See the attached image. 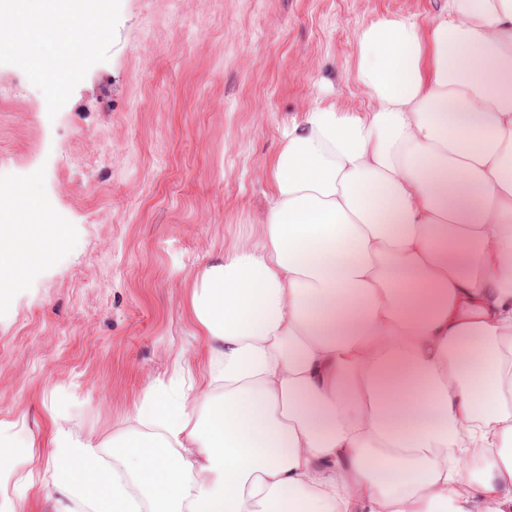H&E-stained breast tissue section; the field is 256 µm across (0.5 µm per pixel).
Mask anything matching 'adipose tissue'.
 Returning <instances> with one entry per match:
<instances>
[{
    "label": "adipose tissue",
    "instance_id": "1",
    "mask_svg": "<svg viewBox=\"0 0 512 512\" xmlns=\"http://www.w3.org/2000/svg\"><path fill=\"white\" fill-rule=\"evenodd\" d=\"M356 79L198 273L199 377L145 386L111 452L54 426L57 512H512V0L371 22ZM36 446L0 445V497Z\"/></svg>",
    "mask_w": 512,
    "mask_h": 512
}]
</instances>
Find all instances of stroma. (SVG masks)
<instances>
[{
  "instance_id": "stroma-1",
  "label": "stroma",
  "mask_w": 512,
  "mask_h": 512,
  "mask_svg": "<svg viewBox=\"0 0 512 512\" xmlns=\"http://www.w3.org/2000/svg\"><path fill=\"white\" fill-rule=\"evenodd\" d=\"M443 0H108V32L52 103L0 48V154L62 243L0 298V439L61 425L111 442L141 389L202 346L189 300L212 258L255 235L289 120L317 99L349 112L360 28L428 21ZM24 512H53L43 449Z\"/></svg>"
}]
</instances>
